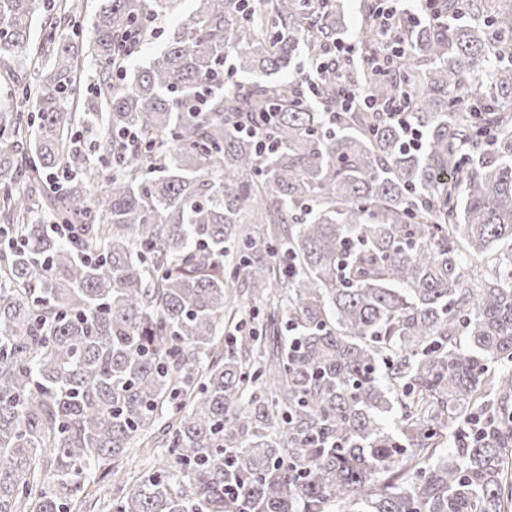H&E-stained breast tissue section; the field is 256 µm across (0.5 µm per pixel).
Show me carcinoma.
Here are the masks:
<instances>
[{"instance_id":"cac0c4a2","label":"carcinoma","mask_w":512,"mask_h":512,"mask_svg":"<svg viewBox=\"0 0 512 512\" xmlns=\"http://www.w3.org/2000/svg\"><path fill=\"white\" fill-rule=\"evenodd\" d=\"M52 2L0 0V512H512V0L391 39L359 0L376 112L341 108V0H194L131 74L180 0H104L88 42ZM192 6L191 0H182L179 2L177 10L159 17L155 23L156 35L153 38H148L140 52L129 63L128 71L144 65L153 55L164 48L168 39L178 31L185 18L192 12Z\"/></svg>"}]
</instances>
